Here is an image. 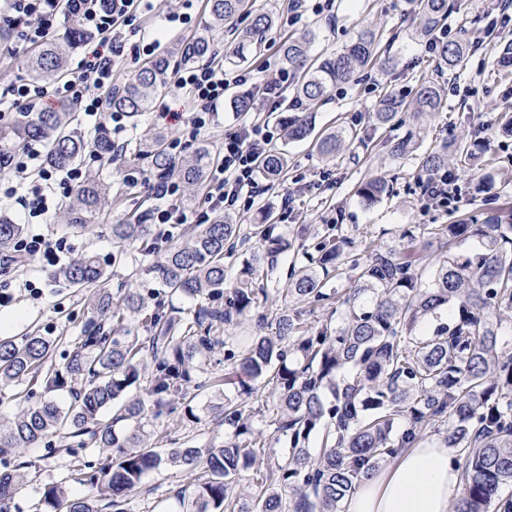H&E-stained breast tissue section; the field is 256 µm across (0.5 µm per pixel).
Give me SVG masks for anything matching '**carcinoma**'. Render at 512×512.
<instances>
[{
    "mask_svg": "<svg viewBox=\"0 0 512 512\" xmlns=\"http://www.w3.org/2000/svg\"><path fill=\"white\" fill-rule=\"evenodd\" d=\"M416 33L435 43L438 68L462 65L465 41H445L439 30L448 19L449 0H415ZM201 32L186 44L143 66L132 79L109 91L112 110L137 121L169 81L177 58L207 59L214 51L212 32L232 31L229 64L243 62L261 47L276 26V15L256 7V0H207ZM77 32L50 41L34 52L32 71L38 78L66 72ZM315 33L281 42L285 69L299 75L293 98L324 100L339 83L361 70L388 68L382 52L383 33L367 27L340 51L314 61ZM231 105L252 112L257 99L249 91L236 94ZM417 116L437 112L441 97L430 80L419 83L413 102L387 93L374 120L387 125L406 106ZM70 112H27L17 125L0 128L4 147L31 140L46 142V161L66 168L85 154L112 155V140L103 128L89 135L72 128ZM285 143L314 138L318 151L336 157L357 131L341 127L314 133L303 112L284 117ZM391 156L404 160L416 146L410 137L389 143ZM146 158L160 179L176 178L188 188L205 181L216 154L206 144L192 162L168 153L161 134L147 137ZM462 166L475 165L479 154L460 139L442 150L417 157L424 176H455L449 157ZM288 167L283 149L260 160L262 174L279 180ZM360 203L373 207L390 195L389 180L375 176L356 190ZM496 206L481 224L457 221L438 224L430 238L416 243L404 231L402 247L369 245L359 254L351 241L329 235L315 246L316 255L293 268L286 288H257L253 272L272 270L287 253V238L268 223L253 225L260 246L239 271L234 286L224 287V246L236 239L239 225L216 215L207 224L180 228L178 241L159 242L160 233L138 220L112 225V240L140 244L145 254L164 253L151 268L160 289L146 297L135 288H109L106 263L86 254L52 277L87 292L92 313L88 327L70 344L60 367L43 370L57 340L38 331L0 337V391L24 382L40 384L43 395L29 401L0 423V453H19L55 433L67 440V451L94 446L105 451L97 462L79 469L87 487L81 496L64 482L44 486L36 512H129L130 497L144 479L167 464L190 475L174 497L186 512H342L360 482L379 470L399 449L434 435L452 450L461 469L463 490L451 512H512V497L501 499L512 485V338L502 332L512 321V202L498 195ZM112 207L108 186L89 174L63 210L67 224L91 228ZM22 225L0 216V253L13 250ZM470 239L477 245L466 248ZM353 273L346 292L327 290L333 277ZM173 297L195 302L189 315L170 304ZM301 299L314 305L336 301V324L306 327ZM276 313H266L269 308ZM256 315L254 335L242 339L235 327ZM148 336L133 333L132 320ZM437 321L428 332L431 321ZM224 350L225 373L208 375L207 359ZM232 384L234 396L212 406L214 420L227 430L224 441L199 447L184 442L159 449L164 436L150 440L142 420L159 419L179 410L191 422L196 391ZM71 395L61 406L48 398L58 390ZM269 416L288 446L275 448L255 418ZM253 471L255 490L240 487V474ZM25 481L23 466L0 458V512Z\"/></svg>",
    "mask_w": 512,
    "mask_h": 512,
    "instance_id": "cac0c4a2",
    "label": "carcinoma"
}]
</instances>
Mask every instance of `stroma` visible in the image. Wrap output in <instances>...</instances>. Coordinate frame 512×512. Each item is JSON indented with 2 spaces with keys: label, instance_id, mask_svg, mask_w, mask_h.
Masks as SVG:
<instances>
[{
  "label": "stroma",
  "instance_id": "35a3bbf8",
  "mask_svg": "<svg viewBox=\"0 0 512 512\" xmlns=\"http://www.w3.org/2000/svg\"><path fill=\"white\" fill-rule=\"evenodd\" d=\"M331 3L330 10L320 14L306 12L303 22L290 26L286 23L289 0H257L258 6L275 10L280 21L268 35L261 52L235 65V73L255 77L264 63L280 66L279 45L285 37L315 32L311 52L318 56L336 50L366 26L382 31V45L397 58L398 65L391 70L366 69L351 83L337 86L326 101L310 106L316 129L342 122L357 129L359 137L333 160L322 157L310 142L288 144V170L283 180L273 183L270 192L251 209L235 216L240 234L226 260L229 277H236L243 261L257 248L250 226L258 222L265 209L274 212L277 229L288 239L290 248L282 256V269L272 274L265 271L255 274L254 280L260 286L285 280V265L312 251L318 239L336 225L354 248L361 250L370 243L400 245L401 235L407 229L422 238L436 224H450L462 218L484 221V207L474 198V187L481 175L477 169H456V184L462 196L456 207L437 208L425 203L416 161L408 158L395 163L384 146L385 141L409 132L415 134L420 150L424 151L441 148L448 140L466 136L472 127L483 126L484 158L496 173L492 190L512 197V135L503 131L501 122L502 115L512 113V70L504 72L496 65L501 46L512 41V22L503 20L495 0H452L453 8L448 15L451 37L467 40L471 45L463 65L453 70L438 69L434 53L414 38L410 0H331ZM424 77L433 80L439 88L442 97L439 112L417 120L407 111L390 125L380 127L374 123L373 114L384 92L412 97L418 81ZM164 105L170 107L172 118H159L158 112ZM189 110L185 91L167 86L138 125L126 126L123 136L129 142V153H138L147 132L162 133L169 140L179 136L178 117ZM82 165L99 170L111 184L110 213L90 232L62 224L56 217L50 223L38 225L37 230L49 239L66 241L69 258L92 252L107 260L117 250L112 241V225L132 219L154 205L155 200L144 185L126 182L125 167L89 157ZM376 175L389 179L392 193L389 199L367 208L359 202L356 190ZM299 178L314 183L315 188L297 196L293 213H284L281 196ZM154 261V256L127 247L120 263L109 269L112 288L131 286L144 292L155 287L156 280L148 271ZM28 280L40 287V294H32L25 288ZM1 293L6 300L0 304V321L12 320L9 333L13 336L37 327L43 334L57 338L59 347L63 348L79 336L90 316L84 291L54 280L50 270L39 266H19L0 275ZM220 398L218 389L207 390L193 402L194 421L162 418L150 422L147 429L165 430L169 438L180 443L190 439L202 446L222 441L224 429L216 425L210 412L211 405ZM61 445L60 437L55 436L49 446L25 449L23 456L32 466L12 506L13 512H29L31 502L49 482L64 481L73 493H84V486L75 479V468L79 459H97L101 451L89 448L76 458L63 452ZM187 482V475L180 471L163 469L151 473L131 496L130 512H175L174 493Z\"/></svg>",
  "mask_w": 512,
  "mask_h": 512
}]
</instances>
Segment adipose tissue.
<instances>
[{
	"instance_id": "ef3b65f1",
	"label": "adipose tissue",
	"mask_w": 512,
	"mask_h": 512,
	"mask_svg": "<svg viewBox=\"0 0 512 512\" xmlns=\"http://www.w3.org/2000/svg\"><path fill=\"white\" fill-rule=\"evenodd\" d=\"M461 491V474L448 450L429 437L363 480L346 512H450Z\"/></svg>"
}]
</instances>
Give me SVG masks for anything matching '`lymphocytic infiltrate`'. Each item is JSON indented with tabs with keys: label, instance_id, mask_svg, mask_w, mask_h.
<instances>
[{
	"label": "lymphocytic infiltrate",
	"instance_id": "f902f5d3",
	"mask_svg": "<svg viewBox=\"0 0 512 512\" xmlns=\"http://www.w3.org/2000/svg\"><path fill=\"white\" fill-rule=\"evenodd\" d=\"M152 0H0V26L11 30L17 44L37 46L64 22H73L83 37L98 41L99 49L80 59L75 75L52 85L17 80L0 86V122H10L15 110L34 111L46 96L74 105L86 115H98L104 92L114 85L119 66L129 68L149 60L161 40L142 38V20L152 11ZM175 85L185 90L194 110L179 137L170 140L169 152L177 157L193 145L214 120L230 85L246 82L243 74H229L222 63L197 62L175 70ZM273 134L259 120L243 121L224 136V155L214 168L201 209H191L182 201L179 181L169 179L154 184L158 200L148 215L152 224L176 229L182 224H205L215 210L237 212L251 208L269 190L260 173L259 161L267 153ZM42 149L25 144L21 149L0 151V170L16 174L36 171L40 183L29 193L16 186L5 189L15 199L26 221L43 220L60 209L75 187L85 179L83 168L63 172L45 166Z\"/></svg>",
	"mask_w": 512,
	"mask_h": 512
}]
</instances>
